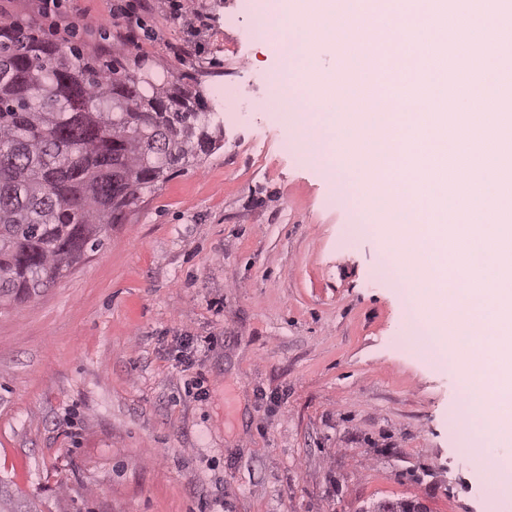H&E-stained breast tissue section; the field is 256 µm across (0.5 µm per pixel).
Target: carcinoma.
<instances>
[{
	"label": "carcinoma",
	"mask_w": 512,
	"mask_h": 512,
	"mask_svg": "<svg viewBox=\"0 0 512 512\" xmlns=\"http://www.w3.org/2000/svg\"><path fill=\"white\" fill-rule=\"evenodd\" d=\"M199 92L0 24V300L50 287L148 184L215 149Z\"/></svg>",
	"instance_id": "1"
}]
</instances>
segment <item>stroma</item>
Returning <instances> with one entry per match:
<instances>
[{
    "mask_svg": "<svg viewBox=\"0 0 512 512\" xmlns=\"http://www.w3.org/2000/svg\"><path fill=\"white\" fill-rule=\"evenodd\" d=\"M205 3L195 34L149 0L131 49L117 28L54 33L32 0H0V22L148 63L224 120L96 251L0 306V484L33 512H512L491 492L512 442L475 433L407 286L377 276L384 225L348 235L364 183L327 167L310 94L268 106L297 56L254 36L252 0ZM188 39L196 56L176 59Z\"/></svg>",
    "mask_w": 512,
    "mask_h": 512,
    "instance_id": "obj_1",
    "label": "stroma"
}]
</instances>
